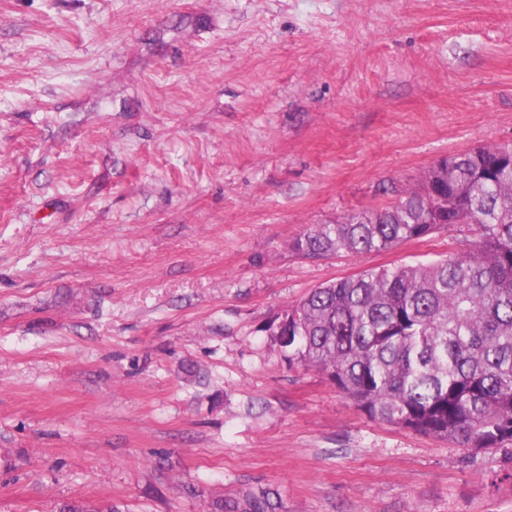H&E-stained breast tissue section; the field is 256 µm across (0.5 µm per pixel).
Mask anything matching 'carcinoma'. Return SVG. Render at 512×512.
Here are the masks:
<instances>
[{
    "label": "carcinoma",
    "instance_id": "carcinoma-1",
    "mask_svg": "<svg viewBox=\"0 0 512 512\" xmlns=\"http://www.w3.org/2000/svg\"><path fill=\"white\" fill-rule=\"evenodd\" d=\"M378 210L319 224L292 248L359 256L476 221L478 238L427 263L364 270L289 306L288 363L322 370L372 418L475 451L512 444V145L444 156ZM211 512H282L271 489Z\"/></svg>",
    "mask_w": 512,
    "mask_h": 512
}]
</instances>
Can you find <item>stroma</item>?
I'll return each instance as SVG.
<instances>
[{
    "label": "stroma",
    "instance_id": "1",
    "mask_svg": "<svg viewBox=\"0 0 512 512\" xmlns=\"http://www.w3.org/2000/svg\"><path fill=\"white\" fill-rule=\"evenodd\" d=\"M512 144V0H0V512H512V456L368 417L272 325L428 262L293 240ZM282 503L271 489L245 490L232 498L217 499L209 512H281Z\"/></svg>",
    "mask_w": 512,
    "mask_h": 512
}]
</instances>
